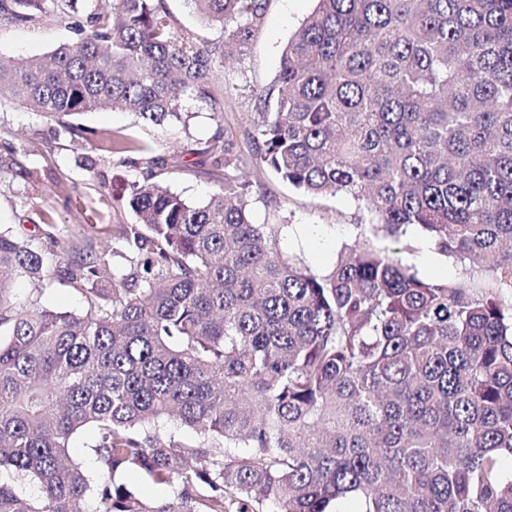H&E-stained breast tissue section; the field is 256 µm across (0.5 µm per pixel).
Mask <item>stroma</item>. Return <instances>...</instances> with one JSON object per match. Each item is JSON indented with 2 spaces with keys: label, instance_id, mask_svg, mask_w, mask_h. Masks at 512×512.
<instances>
[{
  "label": "stroma",
  "instance_id": "obj_1",
  "mask_svg": "<svg viewBox=\"0 0 512 512\" xmlns=\"http://www.w3.org/2000/svg\"><path fill=\"white\" fill-rule=\"evenodd\" d=\"M165 3L176 27L193 33L202 46L222 42L221 26L205 22L190 0ZM88 7L87 0H79L73 9L51 5L35 24L1 23L0 54L30 58L73 42L75 25ZM314 8V0H271L264 25L250 46L232 58L216 60L213 101L183 98L180 119L153 125L121 111L75 116V124L91 131L78 151L57 122L22 102L1 99L0 230L24 235L37 248L48 230L78 235L100 246L107 241L105 228L133 223L123 195L132 181L141 179L142 171L104 153L101 136L112 131L167 158V165L154 167V182L192 203H205L217 188L206 149L216 134L225 131L249 160L245 173L253 223L282 225L279 248L284 255L301 258L318 272L330 270L344 244L355 236L356 225L368 223V214L343 194L321 199L298 192L275 174L259 170L253 161L261 122L259 96L274 83L289 40ZM86 157L93 160V167L83 165ZM28 168L41 172L45 192L27 186L23 172ZM85 211L97 214L98 222L82 223ZM15 292L19 298L35 296L42 305L63 311L81 313L88 308L83 296L61 283L37 295L22 280Z\"/></svg>",
  "mask_w": 512,
  "mask_h": 512
}]
</instances>
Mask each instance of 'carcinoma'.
<instances>
[{"mask_svg": "<svg viewBox=\"0 0 512 512\" xmlns=\"http://www.w3.org/2000/svg\"><path fill=\"white\" fill-rule=\"evenodd\" d=\"M191 2L222 44L177 30L164 0H100L72 43L0 55V98L75 141L67 117L95 109L180 118L270 0ZM316 2L264 98L256 164L350 196L397 247L357 224L326 274L285 257L282 225L249 218L227 133L207 203L129 185L118 249L0 232V512H512V0ZM45 7L0 0V22ZM423 250L462 275L418 277L405 258ZM20 277L66 280L87 312L15 301ZM168 420L199 441L163 436ZM89 426L96 477L70 457ZM132 471L172 494L142 498Z\"/></svg>", "mask_w": 512, "mask_h": 512, "instance_id": "cac0c4a2", "label": "carcinoma"}]
</instances>
